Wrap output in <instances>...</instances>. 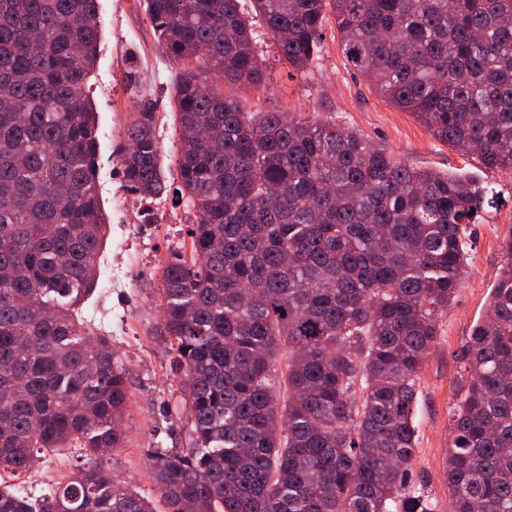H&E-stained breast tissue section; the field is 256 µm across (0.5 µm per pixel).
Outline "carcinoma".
Here are the masks:
<instances>
[{
    "label": "carcinoma",
    "instance_id": "cac0c4a2",
    "mask_svg": "<svg viewBox=\"0 0 512 512\" xmlns=\"http://www.w3.org/2000/svg\"><path fill=\"white\" fill-rule=\"evenodd\" d=\"M144 0L174 87L191 253L162 267L161 334L191 437L150 456L153 494L96 464L0 512H434L409 482L415 409L438 320L489 189L412 167L355 130L245 112L258 87L253 20L296 70L328 16L347 62L435 138L512 168V0ZM97 0H0V472L37 455L123 445L126 368L84 327L106 223L86 84ZM119 164L142 201L168 191L156 113L124 130ZM488 315L472 328L450 418L449 512H512V233Z\"/></svg>",
    "mask_w": 512,
    "mask_h": 512
}]
</instances>
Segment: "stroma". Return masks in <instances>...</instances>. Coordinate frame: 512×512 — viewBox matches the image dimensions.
I'll return each mask as SVG.
<instances>
[{
	"label": "stroma",
	"instance_id": "35a3bbf8",
	"mask_svg": "<svg viewBox=\"0 0 512 512\" xmlns=\"http://www.w3.org/2000/svg\"><path fill=\"white\" fill-rule=\"evenodd\" d=\"M98 11L102 36L87 92L100 131L97 183L108 227L97 289L81 314L111 335L112 350L127 369L129 406L123 445L100 464L116 481L147 493L153 486V449L178 450L187 446L190 437L186 397L171 366L168 339L160 333V289L164 257L188 242L192 214L165 197L150 204L156 223H141L142 205L124 187L118 152L126 124L148 103L157 115L163 167L172 169L177 147L173 88L179 68L154 33L142 0H98ZM260 48L267 86L238 90L244 111L335 119L410 165L480 174L496 197L472 229L463 283L439 321L419 385L414 480L429 494L436 512H448L444 467L451 440L449 419L464 384L463 348L473 326L486 314L504 263L501 243L512 233V169H481L474 159L435 138L411 113L386 102L363 75L348 66L335 20H328L321 53L306 70L289 65L268 38H261ZM131 60L140 71V85L134 92L123 83ZM88 464L83 449L63 448L43 454L19 476L4 475L0 482L37 498Z\"/></svg>",
	"mask_w": 512,
	"mask_h": 512
}]
</instances>
